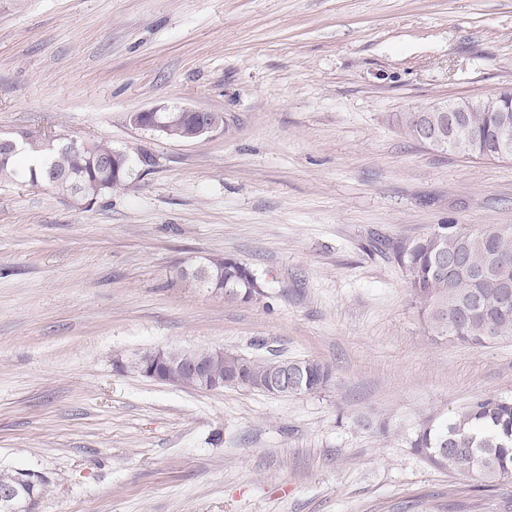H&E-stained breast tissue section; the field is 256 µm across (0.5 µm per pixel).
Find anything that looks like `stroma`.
I'll list each match as a JSON object with an SVG mask.
<instances>
[{"label": "stroma", "instance_id": "1", "mask_svg": "<svg viewBox=\"0 0 512 512\" xmlns=\"http://www.w3.org/2000/svg\"><path fill=\"white\" fill-rule=\"evenodd\" d=\"M512 90V0H0V135L107 143L126 181L80 209L0 185V469L33 512H512V484L430 468V412L512 396V336L433 335L393 243L511 224L512 159L399 113ZM219 112L183 142L158 105ZM230 255L263 293L181 270ZM332 365L325 390L200 392L116 371L157 347ZM169 112H178L183 116L193 114L194 112L208 111H202L183 106L159 105L149 110L136 112L132 116V123L134 124V126L140 129L158 133L159 135L162 136L165 131V123L163 121V118L165 114ZM147 116L150 117V121L146 120ZM193 132V121L192 119H190L182 122L173 123L167 126V131L164 133L163 136L167 137L168 139L186 142L195 140L191 136ZM10 478V483L0 484V512H4L2 510L7 511L10 506L16 507L12 511H26L21 509V505L24 503V501H21L23 493L29 485L45 482V479H47L40 472L22 469L11 470Z\"/></svg>", "mask_w": 512, "mask_h": 512}]
</instances>
